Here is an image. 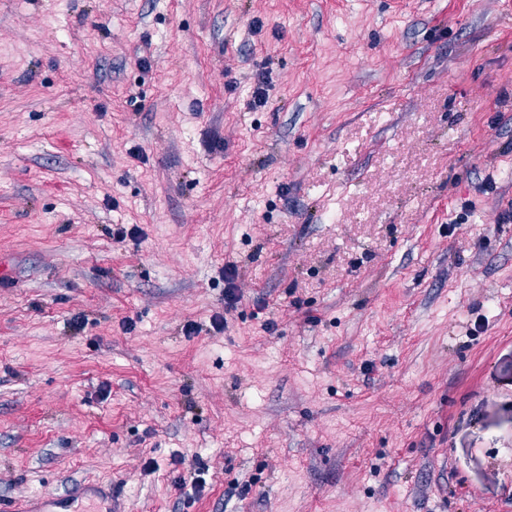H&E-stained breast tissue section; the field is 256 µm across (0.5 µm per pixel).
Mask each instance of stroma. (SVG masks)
Returning <instances> with one entry per match:
<instances>
[{
	"mask_svg": "<svg viewBox=\"0 0 512 512\" xmlns=\"http://www.w3.org/2000/svg\"><path fill=\"white\" fill-rule=\"evenodd\" d=\"M85 480L512 512V0H0V503Z\"/></svg>",
	"mask_w": 512,
	"mask_h": 512,
	"instance_id": "1",
	"label": "stroma"
}]
</instances>
